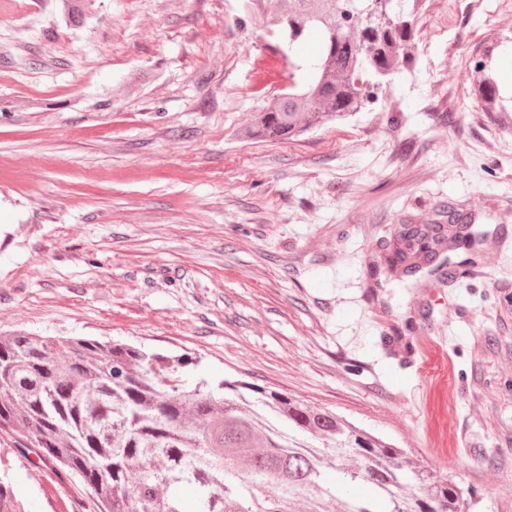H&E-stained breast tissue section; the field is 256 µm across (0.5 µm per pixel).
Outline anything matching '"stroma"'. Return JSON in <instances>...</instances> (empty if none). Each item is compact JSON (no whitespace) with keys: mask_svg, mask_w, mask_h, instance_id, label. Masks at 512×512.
Here are the masks:
<instances>
[{"mask_svg":"<svg viewBox=\"0 0 512 512\" xmlns=\"http://www.w3.org/2000/svg\"><path fill=\"white\" fill-rule=\"evenodd\" d=\"M504 0H431L366 111L245 134L286 80L240 0H0V335L119 340L336 413L512 512V118L470 75ZM82 91L72 95L70 88ZM472 218L454 276L402 224ZM26 512H91L0 436ZM412 225H400L396 234L397 246L386 257V262L392 269L402 268L403 271L409 272L412 266L426 265L429 258L441 249L444 242L448 244L446 245L448 248L456 247L464 238L460 231H454L442 240L438 234L423 235Z\"/></svg>","mask_w":512,"mask_h":512,"instance_id":"35a3bbf8","label":"stroma"}]
</instances>
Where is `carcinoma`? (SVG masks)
I'll return each mask as SVG.
<instances>
[{
  "label": "carcinoma",
  "instance_id": "obj_1",
  "mask_svg": "<svg viewBox=\"0 0 512 512\" xmlns=\"http://www.w3.org/2000/svg\"><path fill=\"white\" fill-rule=\"evenodd\" d=\"M267 29L288 43V90L260 111L248 135L290 138L361 111L372 92L409 69L412 0H260ZM318 50L300 55L313 33ZM472 94L502 100L481 60ZM386 257L409 271L441 239L400 225ZM189 357L81 336L0 335V433L58 463L84 487L92 512H467L469 490L433 475L403 449L286 393L256 388L262 415L228 381L186 386ZM413 480L415 492L404 491ZM367 500H341L349 483ZM0 512H19L0 479Z\"/></svg>",
  "mask_w": 512,
  "mask_h": 512
}]
</instances>
